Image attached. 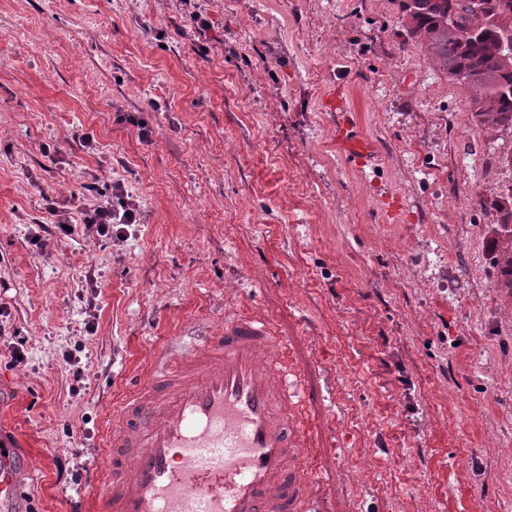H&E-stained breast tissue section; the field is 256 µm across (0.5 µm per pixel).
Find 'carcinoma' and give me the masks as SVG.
Returning <instances> with one entry per match:
<instances>
[{
  "label": "carcinoma",
  "mask_w": 512,
  "mask_h": 512,
  "mask_svg": "<svg viewBox=\"0 0 512 512\" xmlns=\"http://www.w3.org/2000/svg\"><path fill=\"white\" fill-rule=\"evenodd\" d=\"M404 25L448 78L475 95L472 118L485 130L512 129V0H403ZM495 245L500 287L512 292V185L497 193Z\"/></svg>",
  "instance_id": "1"
}]
</instances>
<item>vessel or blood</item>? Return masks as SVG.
Listing matches in <instances>:
<instances>
[{
  "instance_id": "obj_1",
  "label": "vessel or blood",
  "mask_w": 512,
  "mask_h": 512,
  "mask_svg": "<svg viewBox=\"0 0 512 512\" xmlns=\"http://www.w3.org/2000/svg\"><path fill=\"white\" fill-rule=\"evenodd\" d=\"M326 106L343 115L337 150L372 159L346 102L332 95ZM288 343L254 315L163 354L116 411L95 512H316L306 392L278 354ZM20 468L33 471L32 456L0 454V512H22Z\"/></svg>"
}]
</instances>
